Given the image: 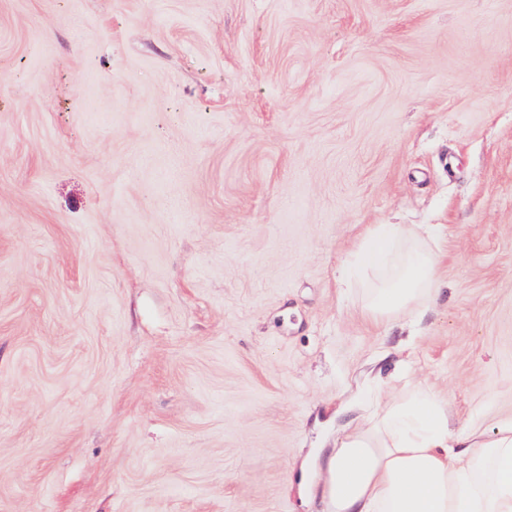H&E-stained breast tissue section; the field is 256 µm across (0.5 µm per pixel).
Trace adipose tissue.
I'll return each mask as SVG.
<instances>
[{"mask_svg": "<svg viewBox=\"0 0 512 512\" xmlns=\"http://www.w3.org/2000/svg\"><path fill=\"white\" fill-rule=\"evenodd\" d=\"M408 237L401 225H375L353 266L383 267L394 242ZM436 292L434 258L418 247L369 289L364 312L389 321ZM323 468L319 504L308 512H512V420L489 432L455 429L447 405L418 388L346 426Z\"/></svg>", "mask_w": 512, "mask_h": 512, "instance_id": "obj_1", "label": "adipose tissue"}]
</instances>
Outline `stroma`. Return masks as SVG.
Returning a JSON list of instances; mask_svg holds the SVG:
<instances>
[{"mask_svg":"<svg viewBox=\"0 0 512 512\" xmlns=\"http://www.w3.org/2000/svg\"><path fill=\"white\" fill-rule=\"evenodd\" d=\"M416 385L512 419V0H0V512H303ZM423 236L404 231L401 224H376L364 238L359 251L352 259L353 265L361 270H375L387 263L393 243L398 240L419 241ZM430 251L414 248L393 268L390 276L370 288L364 313L375 323L390 321L424 306L439 291Z\"/></svg>","mask_w":512,"mask_h":512,"instance_id":"35a3bbf8","label":"stroma"}]
</instances>
